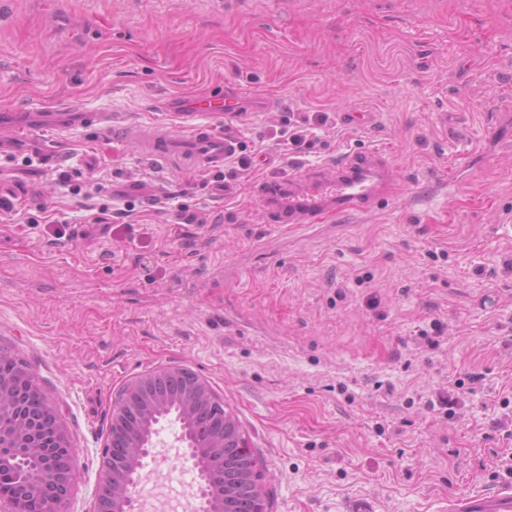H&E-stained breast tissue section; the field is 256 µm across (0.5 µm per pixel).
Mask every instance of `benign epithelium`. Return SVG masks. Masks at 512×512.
<instances>
[{
    "mask_svg": "<svg viewBox=\"0 0 512 512\" xmlns=\"http://www.w3.org/2000/svg\"><path fill=\"white\" fill-rule=\"evenodd\" d=\"M173 374L188 380L189 392L180 401H164L158 397L156 386ZM128 385L139 390L141 404L133 412L123 413V419L116 425V428L127 431L125 460H117L108 452L111 443L106 442L101 448L106 463L94 491L93 512H126V498L137 486L144 460L154 456L153 449L166 447V443L159 439L158 425L168 420L179 425L175 440L186 445L184 458L192 462L194 469L201 470L204 454L212 455L214 449L230 443L250 459L252 482L259 488L263 486L264 476L249 450L248 440L239 429H231L229 416H224L222 422L212 423L206 432L191 426V422L197 419L198 408L222 404L208 382L197 373L180 366H166L141 375ZM4 417L9 418L10 423L6 426L0 424V471L7 462L33 451L41 462L40 483L53 489L56 500L70 501L74 468L56 466L57 460L65 458L71 461L75 454L63 424L56 417L46 419L44 406L27 399L16 376L0 373V418ZM207 491L208 483H199L197 498L200 504L196 512H266L265 495L261 493L245 503L226 487L224 499L211 502L206 496ZM19 496L16 486L0 479L1 507L9 512H18Z\"/></svg>",
    "mask_w": 512,
    "mask_h": 512,
    "instance_id": "obj_1",
    "label": "benign epithelium"
}]
</instances>
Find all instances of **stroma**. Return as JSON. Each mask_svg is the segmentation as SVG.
I'll return each mask as SVG.
<instances>
[{
    "mask_svg": "<svg viewBox=\"0 0 512 512\" xmlns=\"http://www.w3.org/2000/svg\"><path fill=\"white\" fill-rule=\"evenodd\" d=\"M218 87L271 103L237 118L258 155L225 192L127 135L192 133L165 102ZM33 103L113 126L42 134L50 167L0 157V346L30 363L76 450L66 512L92 506L113 393L164 366L223 398L269 512H449L512 484L496 426L512 419V0H0V110ZM310 112L337 124L303 165L379 148L396 195L266 223L259 186L289 169L269 133ZM450 178L452 194L410 204ZM135 185L127 223H93ZM175 191L207 223H178ZM451 382L453 418L434 404ZM175 432L147 461L171 496L190 491Z\"/></svg>",
    "mask_w": 512,
    "mask_h": 512,
    "instance_id": "35a3bbf8",
    "label": "stroma"
}]
</instances>
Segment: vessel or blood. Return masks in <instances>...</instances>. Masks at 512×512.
Wrapping results in <instances>:
<instances>
[{"label":"vessel or blood","mask_w":512,"mask_h":512,"mask_svg":"<svg viewBox=\"0 0 512 512\" xmlns=\"http://www.w3.org/2000/svg\"><path fill=\"white\" fill-rule=\"evenodd\" d=\"M240 94L216 90L193 100L192 112H204L223 118L225 112L238 110ZM97 126L112 127L110 114L88 112L71 106L28 107L20 111H0V156L38 150L45 164L54 159L47 146L35 138L45 130H69ZM141 152L152 158L181 156L200 169L223 165L230 143L212 127L200 126L190 136H182L168 128L137 133ZM395 185L389 174L384 151L348 152L338 156L328 167L288 177L265 179L260 191L267 203L265 213L273 224H317L329 214L351 210L366 214L391 196ZM454 512H512V486L491 494H474L456 500Z\"/></svg>","instance_id":"b4317fda"}]
</instances>
